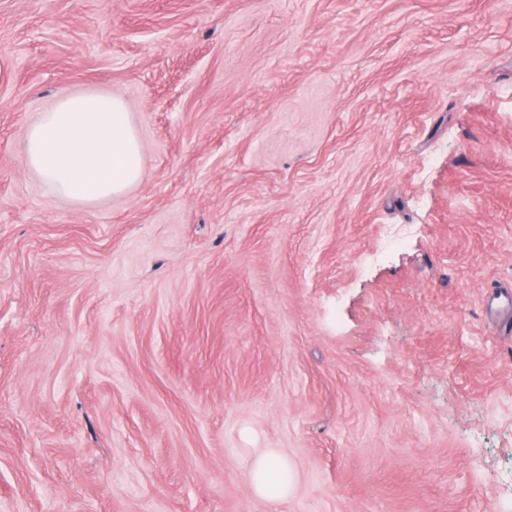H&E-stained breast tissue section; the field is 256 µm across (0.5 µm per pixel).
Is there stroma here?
I'll return each instance as SVG.
<instances>
[{
  "mask_svg": "<svg viewBox=\"0 0 512 512\" xmlns=\"http://www.w3.org/2000/svg\"><path fill=\"white\" fill-rule=\"evenodd\" d=\"M0 512H512V0H0ZM24 165L67 201L123 196L143 171V150L123 100L93 92L58 99L27 126ZM283 464L274 456L261 457L254 465V489L260 495H265L269 482L278 480Z\"/></svg>",
  "mask_w": 512,
  "mask_h": 512,
  "instance_id": "stroma-1",
  "label": "stroma"
}]
</instances>
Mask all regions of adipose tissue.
Segmentation results:
<instances>
[{
  "mask_svg": "<svg viewBox=\"0 0 512 512\" xmlns=\"http://www.w3.org/2000/svg\"><path fill=\"white\" fill-rule=\"evenodd\" d=\"M24 165L67 201L125 195L143 171V150L123 100L93 92L58 99L27 126Z\"/></svg>",
  "mask_w": 512,
  "mask_h": 512,
  "instance_id": "ef3b65f1",
  "label": "adipose tissue"
}]
</instances>
